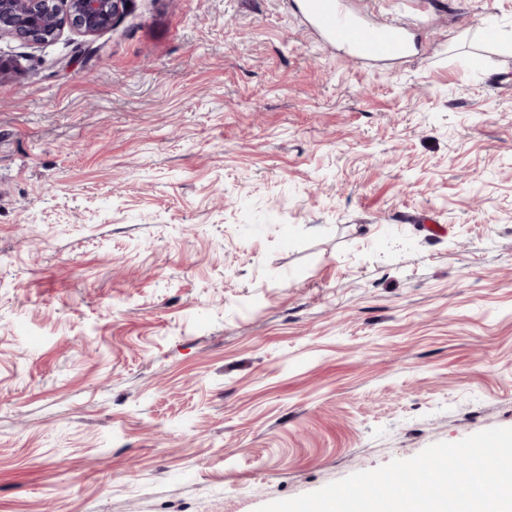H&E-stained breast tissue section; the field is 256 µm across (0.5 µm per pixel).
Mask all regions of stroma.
I'll list each match as a JSON object with an SVG mask.
<instances>
[{
  "mask_svg": "<svg viewBox=\"0 0 512 512\" xmlns=\"http://www.w3.org/2000/svg\"><path fill=\"white\" fill-rule=\"evenodd\" d=\"M129 0L0 40V512H257L512 427V0ZM300 11L324 38L367 61L394 60L411 50L410 30L401 23H374L352 12L344 0H301Z\"/></svg>",
  "mask_w": 512,
  "mask_h": 512,
  "instance_id": "35a3bbf8",
  "label": "stroma"
}]
</instances>
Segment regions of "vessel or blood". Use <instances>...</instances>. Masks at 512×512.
Segmentation results:
<instances>
[{"label":"vessel or blood","instance_id":"b4317fda","mask_svg":"<svg viewBox=\"0 0 512 512\" xmlns=\"http://www.w3.org/2000/svg\"><path fill=\"white\" fill-rule=\"evenodd\" d=\"M300 11L324 38L367 61H390L411 49L410 31L397 22L375 23L352 12L345 0H300Z\"/></svg>","mask_w":512,"mask_h":512}]
</instances>
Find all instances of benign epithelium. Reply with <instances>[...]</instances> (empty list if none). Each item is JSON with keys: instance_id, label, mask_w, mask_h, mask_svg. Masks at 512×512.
Returning a JSON list of instances; mask_svg holds the SVG:
<instances>
[{"instance_id": "1", "label": "benign epithelium", "mask_w": 512, "mask_h": 512, "mask_svg": "<svg viewBox=\"0 0 512 512\" xmlns=\"http://www.w3.org/2000/svg\"><path fill=\"white\" fill-rule=\"evenodd\" d=\"M126 0H0V39L31 45L57 40L64 29L96 36L112 26Z\"/></svg>"}]
</instances>
